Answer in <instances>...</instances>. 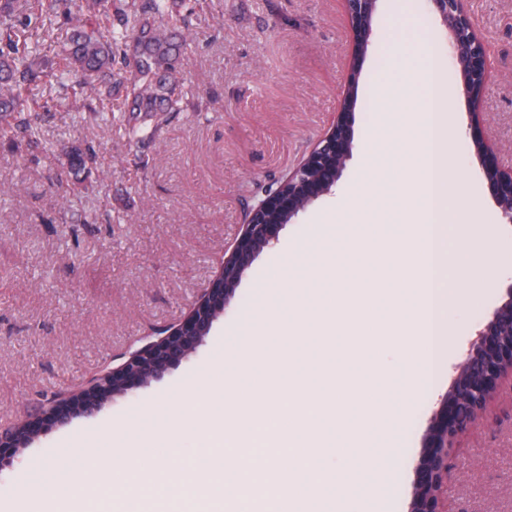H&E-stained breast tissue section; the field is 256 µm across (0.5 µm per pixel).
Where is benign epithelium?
<instances>
[{
  "label": "benign epithelium",
  "instance_id": "obj_1",
  "mask_svg": "<svg viewBox=\"0 0 512 512\" xmlns=\"http://www.w3.org/2000/svg\"><path fill=\"white\" fill-rule=\"evenodd\" d=\"M353 38V55L367 52L372 18L378 0H344ZM434 14L452 35L453 53L464 90L474 101L487 90L490 57L479 36L466 0H429ZM355 102L343 93L336 118L287 178L264 195L247 215L222 272L179 324L132 353L117 367L95 374L77 393L56 399L17 425L0 430V471L13 464L35 437L77 415L92 416L110 400L162 379L194 354L206 339V330L222 316L235 297L239 277L264 250L279 239L285 223H293L313 202L328 194L342 177L353 153L352 116ZM482 160L483 175L492 188L501 223L512 224V171L500 168L497 157L477 135L471 138ZM512 376V282L507 299L477 334V339L455 366L454 378L434 410L427 434L431 453L417 464L424 478L417 483L410 512H439L438 499L454 469L449 452L454 437L478 418L496 381Z\"/></svg>",
  "mask_w": 512,
  "mask_h": 512
}]
</instances>
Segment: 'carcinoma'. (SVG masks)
Here are the masks:
<instances>
[{
  "label": "carcinoma",
  "instance_id": "carcinoma-1",
  "mask_svg": "<svg viewBox=\"0 0 512 512\" xmlns=\"http://www.w3.org/2000/svg\"><path fill=\"white\" fill-rule=\"evenodd\" d=\"M29 0H0V135L38 141L32 114L49 112L59 102L34 93L47 79L71 90L88 104L112 102L113 64L120 62L129 112H173L179 99L167 75L171 57L179 49L157 27L158 16L177 17L186 0H148L135 13V23L122 31L112 29L114 0H82L76 12H67L70 36L59 60L31 58L20 45L21 33L31 25L25 14ZM96 164L90 148L73 145L67 165L74 175L86 174Z\"/></svg>",
  "mask_w": 512,
  "mask_h": 512
}]
</instances>
